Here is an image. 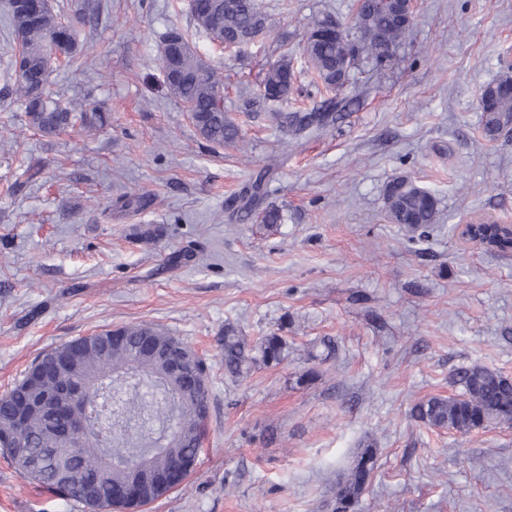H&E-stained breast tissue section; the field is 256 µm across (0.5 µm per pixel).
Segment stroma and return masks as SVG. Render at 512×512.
Listing matches in <instances>:
<instances>
[{
  "mask_svg": "<svg viewBox=\"0 0 512 512\" xmlns=\"http://www.w3.org/2000/svg\"><path fill=\"white\" fill-rule=\"evenodd\" d=\"M89 3L99 17L76 26L79 66H60L48 90L110 110L111 125L43 135L0 85V395L65 343L156 325L206 359L212 399L192 473L145 512H332L337 482L369 446L377 468L360 512H512V424L461 434L409 414L419 399L459 394L461 368L512 378V253L458 235L476 216L512 224V136L482 138L477 99L512 65V0H416L393 64L359 60L343 90L357 105L294 151L256 99L262 67L289 52L285 109L319 106L305 26L327 13L353 27L358 0H263L268 30L239 49L194 31L186 0ZM172 26L223 71L236 144L209 145L168 93L157 57ZM22 157L41 173L15 192ZM273 159L267 201L282 224L225 223L229 196ZM397 175L438 199L427 239L387 217ZM132 190L152 205L112 219ZM138 225L163 236L136 241ZM228 323L286 336L287 358L225 380ZM325 337L336 343L327 360ZM0 512L79 508L0 453Z\"/></svg>",
  "mask_w": 512,
  "mask_h": 512,
  "instance_id": "1",
  "label": "stroma"
}]
</instances>
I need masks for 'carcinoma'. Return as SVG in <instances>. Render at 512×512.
<instances>
[{
	"label": "carcinoma",
	"instance_id": "carcinoma-1",
	"mask_svg": "<svg viewBox=\"0 0 512 512\" xmlns=\"http://www.w3.org/2000/svg\"><path fill=\"white\" fill-rule=\"evenodd\" d=\"M16 47L4 80L13 84L24 106L25 123L48 136L79 123L97 130L109 117L91 104L63 105L46 93L53 65L76 63L74 28L61 22L50 0H24L8 5ZM189 13L195 29L227 48L268 29V15L259 0H192ZM403 0H361L355 18L356 37L339 20L313 18L302 38L301 54L328 97L311 112H275L273 119L296 144L303 138L344 119L350 99L334 93L349 84L359 57L380 64L394 54L385 47H400L411 35L413 19ZM159 62L169 93L189 112L198 134L215 146L232 144L241 129L224 112V78L200 58L188 33L170 28L162 38ZM263 99L281 102L294 94L293 58L282 53L264 65L260 84ZM479 106L484 137L493 141L500 129L512 124V68L483 86ZM270 168L260 171L248 187L227 204L229 214L248 217L262 210L261 223L272 228L281 212L261 207L267 195ZM392 223L403 225L422 239L437 222L438 202L427 189L405 175L393 177L384 191ZM149 197L126 192L118 196L113 212L118 217L144 210ZM77 364L42 377L44 358L33 361L24 377L0 398V450L7 453L19 474L28 481L70 500L82 512H128L166 494L161 490L145 499L127 496L135 472L145 467L165 474L180 464H195L201 452L210 408L209 367L179 338L163 328L130 324L88 337ZM224 377L241 381L261 367L280 364L288 356V340L277 333L256 339L231 323L220 337ZM462 392L435 395L416 402L410 416L439 429L466 434L491 423H512V379L501 371L473 365L457 373ZM80 388L87 402L55 415L41 399L54 390ZM80 422L69 444L54 449L65 458L77 479L76 486L61 483L52 463L31 468L47 457L44 439L52 430L65 431ZM377 465L376 451L365 448L348 473L336 484L335 512H357Z\"/></svg>",
	"mask_w": 512,
	"mask_h": 512
}]
</instances>
